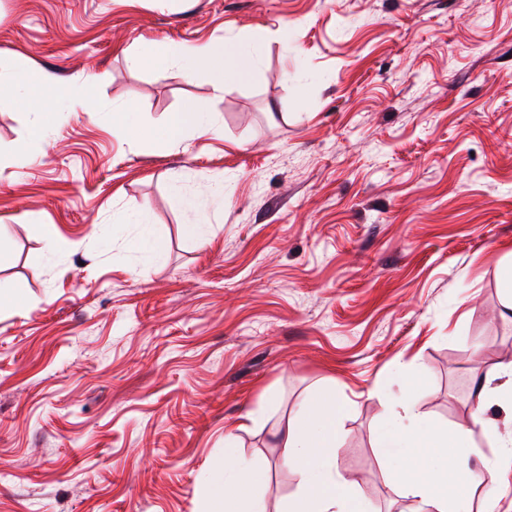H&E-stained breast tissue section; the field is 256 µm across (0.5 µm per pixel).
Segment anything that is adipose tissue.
I'll list each match as a JSON object with an SVG mask.
<instances>
[{"label":"adipose tissue","instance_id":"adipose-tissue-1","mask_svg":"<svg viewBox=\"0 0 512 512\" xmlns=\"http://www.w3.org/2000/svg\"><path fill=\"white\" fill-rule=\"evenodd\" d=\"M258 53L254 38L220 44H156L148 52L129 54L128 62L135 68L148 64L160 71L177 67L189 80L203 73L221 93L258 75ZM2 89L13 95L18 107L33 114V130L37 133L56 103H63L71 112L92 109L88 94L63 91L52 72L35 65L0 63ZM131 112V106L126 105L114 113L112 134L138 145L178 146L187 136L202 137L214 132L217 125L204 104L171 113L163 126L153 129L132 120ZM491 404L512 410V363L502 366L497 374L486 376L477 394L475 422L484 433L496 438L500 448L496 465L480 474L474 473L465 451L467 429L449 431L425 423L409 406L394 422L377 428L379 465L388 476L397 479L399 495L408 502L407 512H473V494H481L486 504L498 496L501 469H512V441L500 438L497 423L485 418L484 412ZM340 421L341 411L336 404L320 401L281 430L286 460L297 475L299 487L288 512H368L361 494L336 467ZM450 444L458 447V454L448 466L437 469L433 477L424 478L419 471L418 451L437 454ZM259 478L252 464L233 452H225L224 475L212 483L211 497L222 504L224 512H267L264 500L253 492ZM450 479L462 484L463 492L449 493L446 482Z\"/></svg>","mask_w":512,"mask_h":512}]
</instances>
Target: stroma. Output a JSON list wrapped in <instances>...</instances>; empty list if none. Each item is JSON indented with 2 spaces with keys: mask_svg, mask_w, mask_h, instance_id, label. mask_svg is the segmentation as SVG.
Masks as SVG:
<instances>
[{
  "mask_svg": "<svg viewBox=\"0 0 512 512\" xmlns=\"http://www.w3.org/2000/svg\"><path fill=\"white\" fill-rule=\"evenodd\" d=\"M249 36L260 73L222 94L126 61ZM0 62L96 103L16 167L32 117L0 98V512H212L228 430L285 512L273 433L320 397L374 512L403 506L374 440L401 402L493 464L474 415L512 362V0H0ZM196 102L215 134H112L113 107L158 126Z\"/></svg>",
  "mask_w": 512,
  "mask_h": 512,
  "instance_id": "stroma-1",
  "label": "stroma"
}]
</instances>
